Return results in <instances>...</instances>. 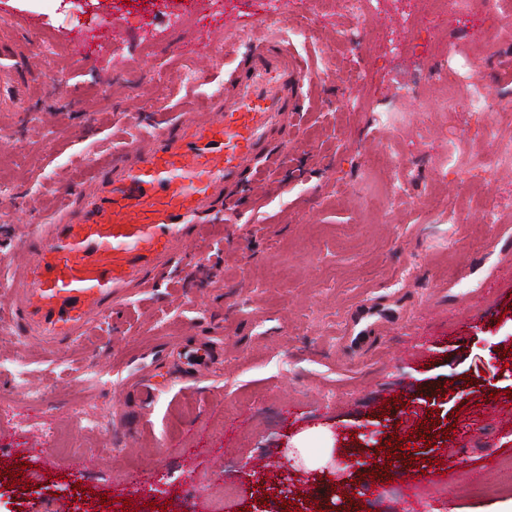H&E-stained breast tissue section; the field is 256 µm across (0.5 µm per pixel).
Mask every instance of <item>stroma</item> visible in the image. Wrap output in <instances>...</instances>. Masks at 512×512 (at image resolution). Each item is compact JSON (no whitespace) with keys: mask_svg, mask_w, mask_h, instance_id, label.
I'll return each instance as SVG.
<instances>
[{"mask_svg":"<svg viewBox=\"0 0 512 512\" xmlns=\"http://www.w3.org/2000/svg\"><path fill=\"white\" fill-rule=\"evenodd\" d=\"M429 7L372 0L363 18L338 0L312 27L295 10L254 24L267 0H0V58H14L27 86L0 111V278L35 225L80 205L95 158L186 108L206 115L255 44L282 41L315 79L270 145L272 166L233 187L236 208L215 202L198 248L175 249L154 287L94 322L82 346L23 353L0 293V512H282L288 500L303 512H385L402 468L426 471L428 512H495L512 497V424L461 432L478 408L512 406V286L485 287L512 268V166L474 159L486 116L465 104L489 80L512 85V0L413 29L407 14ZM227 13L238 23L207 61L184 53ZM113 16L111 47L83 64L72 34ZM448 69L451 87L439 77ZM407 83L418 95L401 93ZM392 157L415 168L397 201L383 187ZM140 376L154 390L147 406ZM28 387L50 392V406L29 405ZM78 407L109 430L77 421ZM409 415L429 427L427 444L388 458ZM48 421L62 443L42 433ZM323 429L350 462L330 478L287 451L294 435ZM176 444L189 454L171 453ZM78 455L98 467L74 476ZM491 457V490L473 493ZM136 471L147 479L132 492ZM379 475L384 496L363 501Z\"/></svg>","mask_w":512,"mask_h":512,"instance_id":"35a3bbf8","label":"stroma"}]
</instances>
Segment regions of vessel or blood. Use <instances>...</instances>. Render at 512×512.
Wrapping results in <instances>:
<instances>
[{
	"label": "vessel or blood",
	"mask_w": 512,
	"mask_h": 512,
	"mask_svg": "<svg viewBox=\"0 0 512 512\" xmlns=\"http://www.w3.org/2000/svg\"><path fill=\"white\" fill-rule=\"evenodd\" d=\"M300 79L287 46L257 44L208 118L161 127L99 164L81 208L59 209L39 234L32 267L0 284L14 297L26 343L69 349L96 316L152 287L171 249L196 241L225 186L265 159Z\"/></svg>",
	"instance_id": "vessel-or-blood-1"
}]
</instances>
